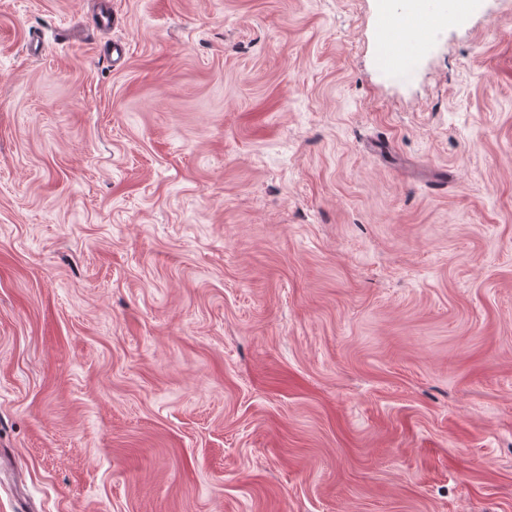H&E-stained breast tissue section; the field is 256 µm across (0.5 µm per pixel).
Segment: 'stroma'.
<instances>
[{
    "label": "stroma",
    "instance_id": "35a3bbf8",
    "mask_svg": "<svg viewBox=\"0 0 512 512\" xmlns=\"http://www.w3.org/2000/svg\"><path fill=\"white\" fill-rule=\"evenodd\" d=\"M379 4L0 0V512H512V0ZM382 9L388 22L383 29L394 33L391 40L381 42L377 55L379 66L387 72L391 71L387 62L390 50L409 45L415 30H424L432 38L442 36L443 30L435 22L447 9L445 0H388Z\"/></svg>",
    "mask_w": 512,
    "mask_h": 512
}]
</instances>
